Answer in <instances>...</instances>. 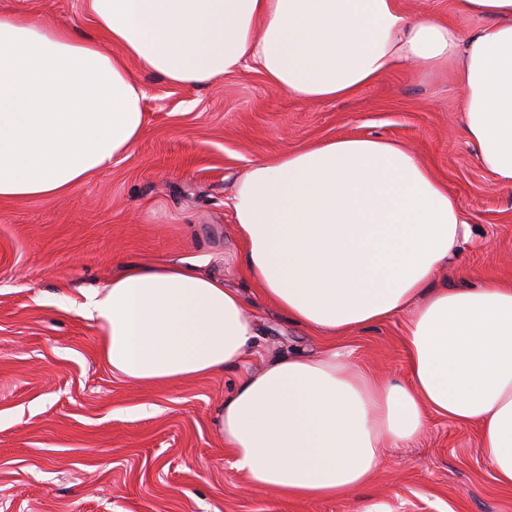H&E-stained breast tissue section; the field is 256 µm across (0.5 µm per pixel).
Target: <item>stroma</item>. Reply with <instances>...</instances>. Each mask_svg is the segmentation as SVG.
Returning <instances> with one entry per match:
<instances>
[{"label":"stroma","mask_w":512,"mask_h":512,"mask_svg":"<svg viewBox=\"0 0 512 512\" xmlns=\"http://www.w3.org/2000/svg\"><path fill=\"white\" fill-rule=\"evenodd\" d=\"M470 30L456 0H399ZM0 14L99 38L86 0H0ZM146 97L145 131L125 155L52 198L0 200V512H512L474 430L431 417L416 444L384 451L364 489L300 500L250 487L214 424L242 372H259L325 337L266 303L235 260L227 205L253 162L342 136L407 146L464 211L471 230L438 284L512 283V187L479 165L462 133L453 73L407 66L341 100H299L251 66L209 85L170 83L129 63ZM181 262L236 289L256 322L257 354L240 368L169 383H132L99 351V328L67 309L127 264ZM403 317L346 341L354 363L405 378Z\"/></svg>","instance_id":"35a3bbf8"}]
</instances>
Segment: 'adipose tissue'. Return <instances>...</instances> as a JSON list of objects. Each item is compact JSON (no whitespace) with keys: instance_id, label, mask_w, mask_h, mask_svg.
<instances>
[{"instance_id":"obj_1","label":"adipose tissue","mask_w":512,"mask_h":512,"mask_svg":"<svg viewBox=\"0 0 512 512\" xmlns=\"http://www.w3.org/2000/svg\"><path fill=\"white\" fill-rule=\"evenodd\" d=\"M471 31L398 0H88L95 40L0 16V200L60 195L129 152L145 93L126 60L177 85L252 62L304 101L344 99L412 64L452 68L462 131L480 166L512 187V0H458ZM241 263L262 298L330 337L318 353L246 373L216 426L258 490L342 498L369 484L384 446L405 448L430 416L476 428L512 487V283L437 288L467 234L460 204L405 146L341 137L253 163L228 202ZM100 351L132 382L240 365L257 332L239 293L176 262L133 264L76 304ZM405 315L407 378L373 379L341 338Z\"/></svg>"}]
</instances>
